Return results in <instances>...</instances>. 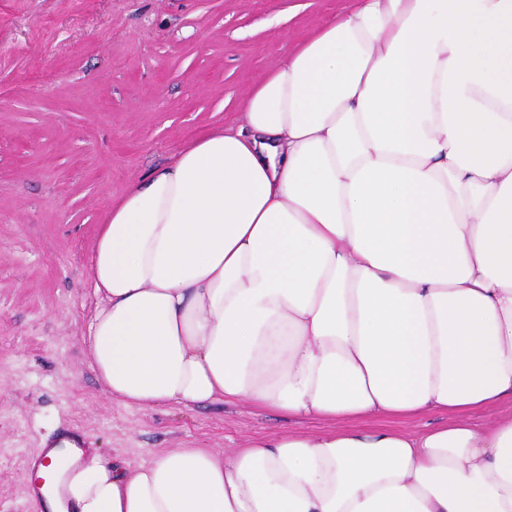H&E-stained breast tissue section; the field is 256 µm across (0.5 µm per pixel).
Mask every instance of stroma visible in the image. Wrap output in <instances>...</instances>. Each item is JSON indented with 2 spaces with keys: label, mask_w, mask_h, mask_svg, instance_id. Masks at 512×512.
Returning a JSON list of instances; mask_svg holds the SVG:
<instances>
[{
  "label": "stroma",
  "mask_w": 512,
  "mask_h": 512,
  "mask_svg": "<svg viewBox=\"0 0 512 512\" xmlns=\"http://www.w3.org/2000/svg\"><path fill=\"white\" fill-rule=\"evenodd\" d=\"M353 0H0V512H36L48 438L104 462L176 448L221 454L318 433L245 401L160 409L113 400L83 335L92 249L113 203Z\"/></svg>",
  "instance_id": "35a3bbf8"
}]
</instances>
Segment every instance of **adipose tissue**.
<instances>
[{
  "instance_id": "obj_1",
  "label": "adipose tissue",
  "mask_w": 512,
  "mask_h": 512,
  "mask_svg": "<svg viewBox=\"0 0 512 512\" xmlns=\"http://www.w3.org/2000/svg\"><path fill=\"white\" fill-rule=\"evenodd\" d=\"M90 280L112 399L332 426L134 466L64 440L43 512H512V0H357L127 190ZM444 421V417L437 414L412 419H373L366 422L370 426L392 427L409 433H419L428 427L435 426Z\"/></svg>"
}]
</instances>
